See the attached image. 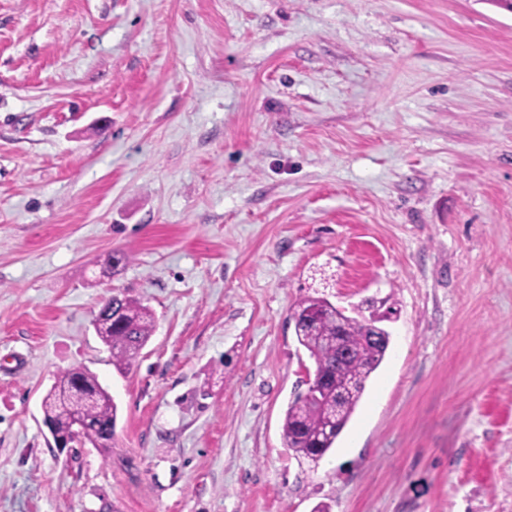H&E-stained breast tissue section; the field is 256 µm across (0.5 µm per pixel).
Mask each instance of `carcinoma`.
Masks as SVG:
<instances>
[{
    "label": "carcinoma",
    "mask_w": 512,
    "mask_h": 512,
    "mask_svg": "<svg viewBox=\"0 0 512 512\" xmlns=\"http://www.w3.org/2000/svg\"><path fill=\"white\" fill-rule=\"evenodd\" d=\"M112 312L99 338L112 354V365L127 369L149 341L154 313L141 300L117 294L108 298L98 315ZM298 344L308 353L313 374L321 381L319 398L310 399L296 390L282 419V437L287 448L299 458H323L332 448L355 412L371 375L387 353L389 333L375 325L374 318H358L337 311L324 297L308 296L293 308ZM56 387L82 390L95 396L86 404L71 402V409L57 412L47 403L44 414L51 417L56 434L73 439L75 421L82 422L84 443L108 448L117 418V405L96 375L85 368L66 369L57 376ZM346 391L341 404L336 392Z\"/></svg>",
    "instance_id": "cac0c4a2"
}]
</instances>
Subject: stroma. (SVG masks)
<instances>
[{
  "mask_svg": "<svg viewBox=\"0 0 512 512\" xmlns=\"http://www.w3.org/2000/svg\"><path fill=\"white\" fill-rule=\"evenodd\" d=\"M116 293L156 315L121 372ZM310 295L390 335L315 463L282 438ZM73 366L110 448L43 424ZM321 503L512 512V11L0 0V512Z\"/></svg>",
  "mask_w": 512,
  "mask_h": 512,
  "instance_id": "stroma-1",
  "label": "stroma"
}]
</instances>
